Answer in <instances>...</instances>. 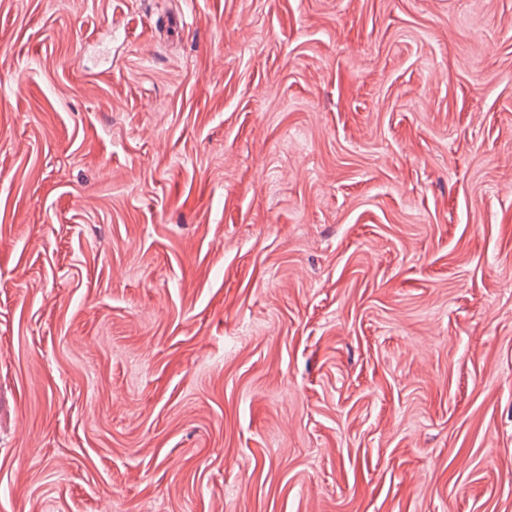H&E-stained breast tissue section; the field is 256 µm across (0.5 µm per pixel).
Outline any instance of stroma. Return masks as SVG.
Returning a JSON list of instances; mask_svg holds the SVG:
<instances>
[{"label": "stroma", "mask_w": 512, "mask_h": 512, "mask_svg": "<svg viewBox=\"0 0 512 512\" xmlns=\"http://www.w3.org/2000/svg\"><path fill=\"white\" fill-rule=\"evenodd\" d=\"M0 512H512V0H0Z\"/></svg>", "instance_id": "1"}]
</instances>
